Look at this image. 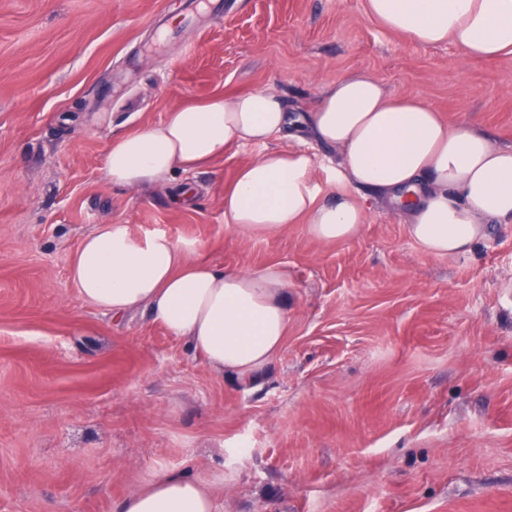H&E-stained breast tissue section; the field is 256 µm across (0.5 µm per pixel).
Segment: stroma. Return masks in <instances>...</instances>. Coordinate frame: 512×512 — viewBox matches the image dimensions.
Segmentation results:
<instances>
[{
    "label": "stroma",
    "instance_id": "1",
    "mask_svg": "<svg viewBox=\"0 0 512 512\" xmlns=\"http://www.w3.org/2000/svg\"><path fill=\"white\" fill-rule=\"evenodd\" d=\"M358 69L512 147V58L418 45L365 0H0V512H118L158 470L223 473L220 512H512V223L436 256L361 189L357 240L244 239L224 189L258 145L105 180L112 141L178 105L267 89L310 112ZM100 224L287 266L279 353L223 375L146 310L84 301L70 264Z\"/></svg>",
    "mask_w": 512,
    "mask_h": 512
}]
</instances>
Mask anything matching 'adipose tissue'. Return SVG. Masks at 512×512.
Returning a JSON list of instances; mask_svg holds the SVG:
<instances>
[{"mask_svg":"<svg viewBox=\"0 0 512 512\" xmlns=\"http://www.w3.org/2000/svg\"><path fill=\"white\" fill-rule=\"evenodd\" d=\"M366 8L385 29L419 44L451 42L468 57H512V0H366ZM298 124L342 155L328 184L332 200L323 198L311 153L264 152L241 165L224 190V222L239 235H275L299 224L321 242L356 239L366 223L359 187L404 204L408 235L433 255L468 253L489 225L512 223V149L450 124L421 97L389 95L363 70L327 84L314 111L298 118L264 89L174 107L163 123L111 143L105 177L132 191L160 186ZM70 278L85 301L112 316L147 309L221 373L246 376L265 366L288 332L286 266L227 270L162 231L138 236L125 224L96 226L74 254ZM223 485L220 473H156L119 512H216Z\"/></svg>","mask_w":512,"mask_h":512,"instance_id":"ef3b65f1","label":"adipose tissue"}]
</instances>
